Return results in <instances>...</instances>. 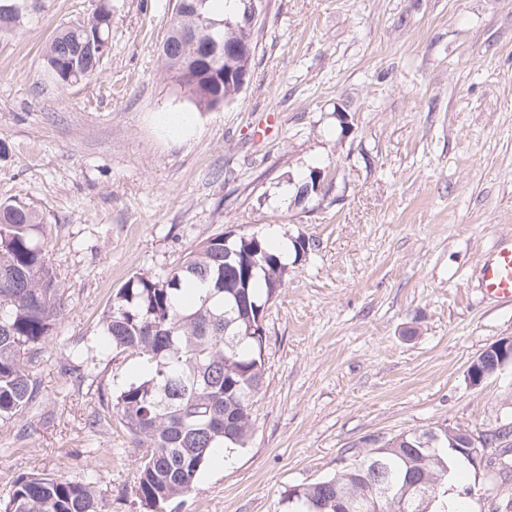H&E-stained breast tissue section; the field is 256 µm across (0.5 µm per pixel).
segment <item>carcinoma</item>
Returning a JSON list of instances; mask_svg holds the SVG:
<instances>
[{"instance_id":"obj_1","label":"carcinoma","mask_w":512,"mask_h":512,"mask_svg":"<svg viewBox=\"0 0 512 512\" xmlns=\"http://www.w3.org/2000/svg\"><path fill=\"white\" fill-rule=\"evenodd\" d=\"M175 12L162 42L189 27L219 42L245 33L242 0L217 15L213 0ZM112 9L103 6L82 22L61 27L42 54L44 72L65 86L95 78L100 62L65 59L60 47H76L96 36L110 50ZM165 73L177 75L197 109L213 108L212 95L236 97L239 89L198 78L199 61L177 63L160 54ZM224 250V233L206 238L181 265L161 277L136 273L118 289L101 321L105 346L136 354L138 377L119 389L113 412L139 453L135 495L156 512L190 495L210 457L220 448H245L251 438V407L264 375L260 319L277 296L288 267L262 238ZM199 284L198 302L188 307L184 292ZM69 306L48 259L44 219L22 200L0 203V420H10L35 403L36 380L25 357L37 354ZM512 443L486 463L496 467L500 487L512 493ZM385 473L372 471L363 457L315 483L296 487L289 512H368L377 477L390 487L386 512H417L413 485L432 482L437 493L425 508L448 512L446 483L451 467L469 460L448 448V426L436 425L391 435L376 448ZM100 476L82 479L39 473L18 477L0 512H101Z\"/></svg>"}]
</instances>
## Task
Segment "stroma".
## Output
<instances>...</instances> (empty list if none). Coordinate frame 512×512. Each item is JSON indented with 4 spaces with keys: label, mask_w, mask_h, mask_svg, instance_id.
<instances>
[{
    "label": "stroma",
    "mask_w": 512,
    "mask_h": 512,
    "mask_svg": "<svg viewBox=\"0 0 512 512\" xmlns=\"http://www.w3.org/2000/svg\"><path fill=\"white\" fill-rule=\"evenodd\" d=\"M93 10L43 0L0 35V202L42 214L72 299L37 355L35 404L0 421V499L22 474L94 469L103 512H151L130 437L96 422L140 370L101 353L99 321L129 276L161 275L219 231L308 247L265 308L248 447L209 460L166 512H288L287 492L364 436L512 422L511 366L467 378L512 336V301L481 283L512 239V0H264L248 82L200 113L161 71L171 0H112L98 76L45 82L43 47ZM190 111L178 139L155 122ZM315 168L321 193L294 206ZM498 483L463 466L460 512H495ZM509 363L512 364V337L492 344L474 359L467 370L468 380L478 386Z\"/></svg>",
    "instance_id": "obj_1"
}]
</instances>
